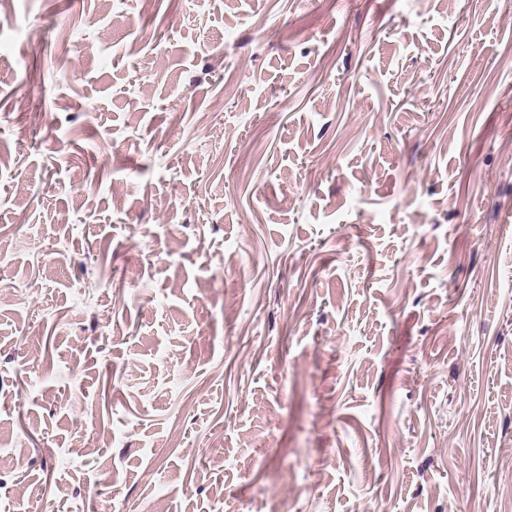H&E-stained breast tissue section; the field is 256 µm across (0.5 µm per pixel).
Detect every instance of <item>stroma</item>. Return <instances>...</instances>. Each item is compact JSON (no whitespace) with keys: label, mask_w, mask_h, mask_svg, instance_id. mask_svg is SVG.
<instances>
[{"label":"stroma","mask_w":512,"mask_h":512,"mask_svg":"<svg viewBox=\"0 0 512 512\" xmlns=\"http://www.w3.org/2000/svg\"><path fill=\"white\" fill-rule=\"evenodd\" d=\"M512 512V0H0V512Z\"/></svg>","instance_id":"1"}]
</instances>
